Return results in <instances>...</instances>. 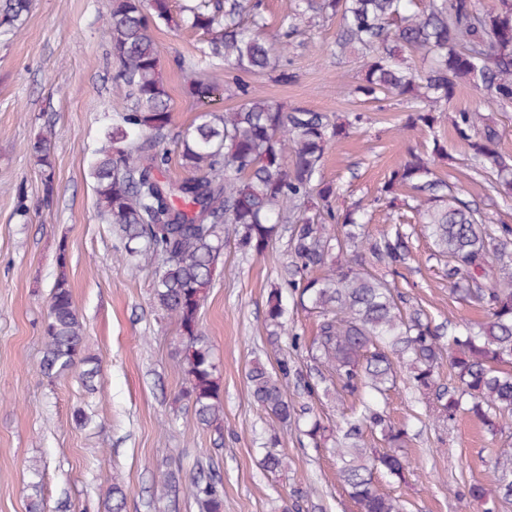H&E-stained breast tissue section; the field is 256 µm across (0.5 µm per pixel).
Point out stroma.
Segmentation results:
<instances>
[{"label":"stroma","mask_w":512,"mask_h":512,"mask_svg":"<svg viewBox=\"0 0 512 512\" xmlns=\"http://www.w3.org/2000/svg\"><path fill=\"white\" fill-rule=\"evenodd\" d=\"M111 0H34L23 28L0 29V512H27L31 497L45 512H104L105 493L120 480L124 512H199L191 481H212L224 497L223 512H357L336 474L333 440L312 443L298 428L273 429L254 403L246 374L254 361L275 367L290 356L293 371L284 390L297 407L309 408L335 430L342 404L309 394L317 381L304 347L314 336L316 314L289 307L290 337L270 341L265 330L272 288H286L287 230H280L261 255L227 244L199 313V329L212 349L224 406V434L201 425L179 369L180 338L173 320L157 311L155 271L131 272L119 261L120 239L97 215L96 194L85 172L106 115L126 106L114 84L117 61L110 54L104 21ZM337 20L307 30L289 53L291 82L265 76L250 82L270 101L364 123L333 143L321 176L338 188L337 206L366 208L363 230L377 237L390 212L378 191L407 157L431 136L446 145L449 159L435 171L449 190L471 201L488 223L512 225V198L494 192L474 174L468 148L449 119L461 110H480L500 133L501 152L512 155V104L486 103L482 94L460 86L435 133L406 129L408 103L400 97H357L342 89L362 76L356 55L335 54ZM171 98L173 127L191 124L199 108L183 88L174 61L191 57L196 37L167 27L155 32ZM52 131L54 193L44 204L43 176L30 143ZM25 214H18L19 204ZM411 258L395 292L407 306L423 310L433 324H477L482 308L452 294L443 261L436 258L422 225L413 223ZM66 251L67 266L57 255ZM66 273L84 328L86 353L101 371L92 385L78 372L45 375L43 325L49 293ZM385 410L392 424L407 427L404 453L409 467L401 477L379 473L378 487L398 499L404 512H512V501L488 494L486 502L466 501L469 484L489 483L506 446L468 416L454 423L428 412L405 376L389 392ZM84 414L86 422L75 419ZM277 435L284 469L268 471L263 445ZM176 485L158 491L162 474Z\"/></svg>","instance_id":"stroma-1"}]
</instances>
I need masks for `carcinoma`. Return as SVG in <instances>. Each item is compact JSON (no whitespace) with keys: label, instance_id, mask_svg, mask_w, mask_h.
<instances>
[{"label":"carcinoma","instance_id":"1","mask_svg":"<svg viewBox=\"0 0 512 512\" xmlns=\"http://www.w3.org/2000/svg\"><path fill=\"white\" fill-rule=\"evenodd\" d=\"M33 0H0V25L20 29ZM339 19L336 47L361 51L364 77L351 93L377 99L395 95L413 103L406 126L433 131L462 85L480 89L495 103L512 102V0H292L277 42L262 34L267 26L261 0H112L107 18L114 76L127 107L106 117L87 178L93 182L100 221L115 228L125 255L155 265L154 301L177 323L182 337L180 368L196 419L223 438L220 380L211 348L199 331V313L224 255L229 234L244 254H262L280 225H288L291 261L288 287L304 309L319 314L307 345L311 360L330 373L339 400L359 402L344 419L334 453L338 478L358 512H403L399 501L374 482L376 470L399 476L406 467L402 449L408 432L393 426L377 397L395 387L403 370L411 387L432 396L439 418L452 423L469 413L492 435L512 419V225H491L456 195L443 193L435 160L447 156L439 139L423 152L410 151L381 188L392 204L402 188L411 191L419 223L434 255L445 260L452 290L475 300L486 312L478 331L458 333L434 326L420 311H405L387 281L373 275L363 256L391 272L406 264L407 235L399 226L367 238L358 232L356 210L339 211L336 186L319 178L325 153L346 137L347 127L302 107L274 104L242 79L270 74L293 79L288 53L302 29ZM190 29L200 36L197 53L176 61L185 92L202 109L178 132L180 166L187 176L169 173L161 149L172 126L171 97L162 73L154 32L160 25ZM406 54L430 57L419 72L404 64ZM224 68V83L213 73ZM222 91L239 99L232 109L211 107ZM457 136L471 152L473 170L490 187L512 194V156L498 148V130L482 113L463 110L453 120ZM31 153L40 167L46 200L53 197L51 136L39 134ZM48 300L41 365L49 376L79 366L90 382L98 360L83 349V324L65 273V249ZM280 289L271 291L266 310L269 339L298 336L284 321ZM448 335V353L442 338ZM451 386H436L443 358ZM293 370L284 355L270 371L256 362L247 380L254 402L274 422L297 415L283 381ZM384 444L372 448L366 432ZM498 497L512 498V448L503 449L492 470ZM200 512H223L216 484L192 481ZM105 507L121 512L125 491L112 483Z\"/></svg>","mask_w":512,"mask_h":512}]
</instances>
